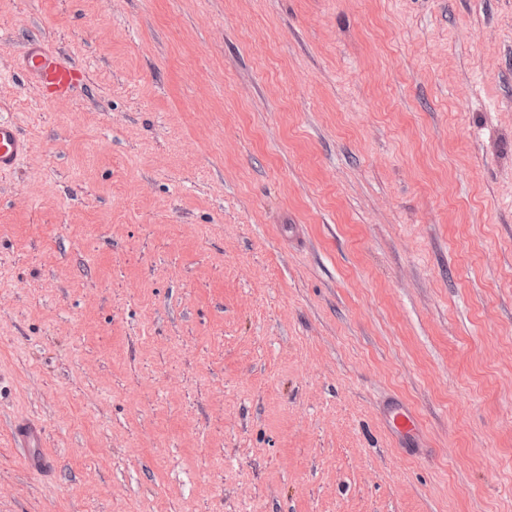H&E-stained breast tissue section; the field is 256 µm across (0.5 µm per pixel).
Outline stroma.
Segmentation results:
<instances>
[{
	"mask_svg": "<svg viewBox=\"0 0 512 512\" xmlns=\"http://www.w3.org/2000/svg\"><path fill=\"white\" fill-rule=\"evenodd\" d=\"M1 118L0 512H512V0H0ZM22 68L37 86L58 98L71 96L82 77L81 69L74 61L48 51L37 40H29L23 45ZM28 148L14 123L0 121V172L12 170ZM11 437L17 447L25 450L23 461L29 472H43L50 466L48 458L39 452L44 441V428L40 423L18 420L12 426Z\"/></svg>",
	"mask_w": 512,
	"mask_h": 512,
	"instance_id": "35a3bbf8",
	"label": "stroma"
}]
</instances>
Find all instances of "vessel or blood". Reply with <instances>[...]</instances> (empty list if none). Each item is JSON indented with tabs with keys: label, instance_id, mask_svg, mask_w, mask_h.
Returning a JSON list of instances; mask_svg holds the SVG:
<instances>
[{
	"label": "vessel or blood",
	"instance_id": "1",
	"mask_svg": "<svg viewBox=\"0 0 512 512\" xmlns=\"http://www.w3.org/2000/svg\"><path fill=\"white\" fill-rule=\"evenodd\" d=\"M22 68L37 86L59 98L71 96L82 77L81 69L74 61L48 51L37 40L27 41L23 45ZM28 148V143L14 123L0 121V172L12 170ZM11 437L17 447L24 449L23 461L29 472L39 473L48 468L49 460L40 452L44 441V428L40 423L16 421L11 429Z\"/></svg>",
	"mask_w": 512,
	"mask_h": 512
}]
</instances>
